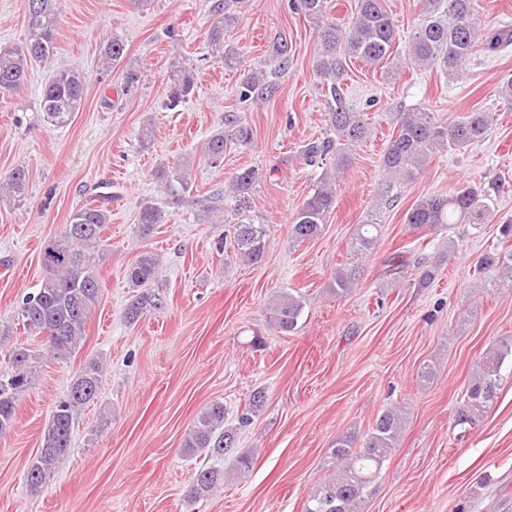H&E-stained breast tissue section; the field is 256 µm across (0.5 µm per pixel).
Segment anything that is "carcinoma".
<instances>
[{
	"label": "carcinoma",
	"instance_id": "obj_1",
	"mask_svg": "<svg viewBox=\"0 0 512 512\" xmlns=\"http://www.w3.org/2000/svg\"><path fill=\"white\" fill-rule=\"evenodd\" d=\"M38 8L26 15L25 41L13 47L0 48V93L22 89L34 64L46 62L56 49V0H37ZM385 0H357L356 11L349 24L342 26L328 15L327 0H291L294 12L304 16L315 29L320 51L313 70L325 89L328 124L333 135L312 140L301 147L304 165L323 168L330 162L341 170L351 160L353 147L369 134L363 113L345 99L342 81L349 59H359L378 67L393 54L398 39L397 29L387 11ZM479 0H422L421 19L411 42L408 56L416 65L439 70L452 79L477 53H497L512 45V30H482L478 24ZM215 20L208 32L211 56L233 67L237 52L224 46V31L234 26L237 16L227 3L213 6ZM125 54V43L114 36L100 48L102 69L118 66ZM288 44L280 39L269 49V62L243 74L240 98L262 102L272 99L279 90L278 78L288 69ZM194 89V79L187 68L176 66L164 105L169 110L179 107ZM86 91L85 77L76 69L54 72L45 82L41 94V111L55 125L66 123L78 111ZM397 132L391 137L382 158L386 178L379 186L381 197L395 201L398 188L412 182L423 170L432 154L461 151L482 139L488 132L490 113L470 112L449 123L439 121L435 113L422 108L396 115ZM254 141L251 125L233 112L224 114V130L214 134L208 143V158L218 164L224 160L229 146L247 148ZM163 188L174 192L189 189L183 168L162 166L157 172ZM263 172L247 168L238 173L224 192V200L248 196L261 181ZM28 175L16 168L0 190L20 201L27 191ZM489 193L475 184L461 185L448 192H433L417 198L404 214V224L412 233L441 231L450 224H477L487 211ZM336 206V188L328 174L294 214L288 225L291 240L301 244L318 237L328 214ZM110 214L105 202L86 204L70 214L62 233L47 240L41 251L43 268L39 288L26 294L15 310V317L30 332L42 335L58 331L57 339L48 341V350L57 360H67L85 344L86 324L92 308L101 297L97 266L107 250L103 231ZM164 222L163 210L147 201L138 219L140 237H149L155 226ZM269 225L255 223L247 217L230 229V238L240 259L247 263L260 261L269 238ZM382 224L375 214L366 216L350 243L351 253L363 258L378 246ZM158 259L150 252L141 253L129 267L127 280L134 295L125 310L128 322H136L145 312L161 305V299L149 285L158 277ZM479 275L493 273L491 282L512 283V245L485 253L476 262ZM359 274L358 266L348 265L336 271L333 291L343 297L349 294ZM303 312L301 297L289 292L280 295L270 308V327L278 333H290L298 325ZM512 359V340L502 339L481 356L477 370L457 403L455 425L468 430L478 424L497 398L507 359ZM9 370L0 371V437L15 424L21 397L33 384L38 354L24 346L9 353ZM103 366L96 359L86 361L76 372L67 394L54 406L44 429L41 448L31 461L26 474V490L37 497L53 479L61 461L71 448L72 431L81 411L97 397ZM267 400L266 392L254 391L240 416L242 425L251 421ZM401 430L399 415L392 409L383 411L362 444L357 436L336 437L331 455L338 463L336 475L323 481L310 496L304 512H357L358 505L376 488V480L396 447ZM236 436L224 428V404L213 402L197 416L183 443L184 452L193 456L206 453L222 458L235 448ZM224 484V471L216 467L198 468L185 497L199 501Z\"/></svg>",
	"mask_w": 512,
	"mask_h": 512
}]
</instances>
